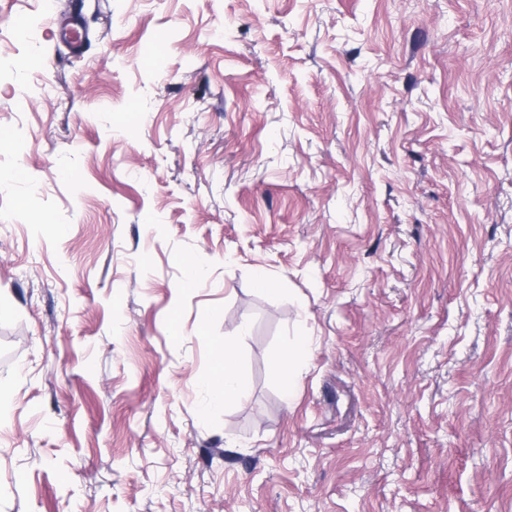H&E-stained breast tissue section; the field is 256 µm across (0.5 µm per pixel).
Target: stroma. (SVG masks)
Listing matches in <instances>:
<instances>
[{
  "mask_svg": "<svg viewBox=\"0 0 512 512\" xmlns=\"http://www.w3.org/2000/svg\"><path fill=\"white\" fill-rule=\"evenodd\" d=\"M75 11L0 0V512H512V0ZM60 37L67 42L73 52L81 50L84 40V30L79 20L75 17H71L62 23L60 26ZM213 369L203 380L213 404L230 399H243L245 390L238 378V348L232 340H225L213 352Z\"/></svg>",
  "mask_w": 512,
  "mask_h": 512,
  "instance_id": "obj_1",
  "label": "stroma"
}]
</instances>
